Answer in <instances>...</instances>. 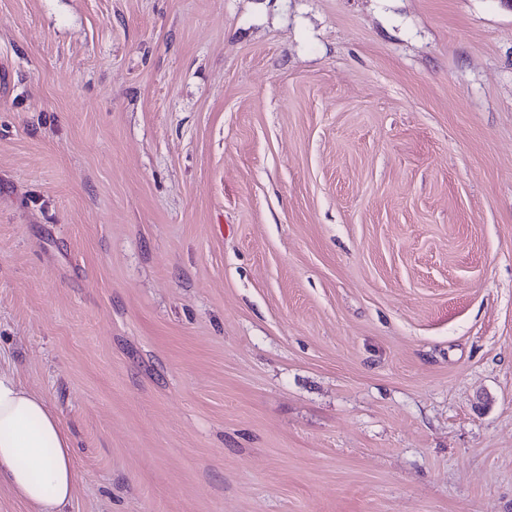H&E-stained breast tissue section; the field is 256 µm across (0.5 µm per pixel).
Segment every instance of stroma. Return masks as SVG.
Returning <instances> with one entry per match:
<instances>
[{
	"label": "stroma",
	"mask_w": 512,
	"mask_h": 512,
	"mask_svg": "<svg viewBox=\"0 0 512 512\" xmlns=\"http://www.w3.org/2000/svg\"><path fill=\"white\" fill-rule=\"evenodd\" d=\"M0 369L66 512H512V10L0 0Z\"/></svg>",
	"instance_id": "35a3bbf8"
}]
</instances>
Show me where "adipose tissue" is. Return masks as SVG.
I'll return each instance as SVG.
<instances>
[{"label":"adipose tissue","instance_id":"obj_1","mask_svg":"<svg viewBox=\"0 0 512 512\" xmlns=\"http://www.w3.org/2000/svg\"><path fill=\"white\" fill-rule=\"evenodd\" d=\"M32 512H64L76 484L70 440L46 400L0 370V483Z\"/></svg>","mask_w":512,"mask_h":512}]
</instances>
